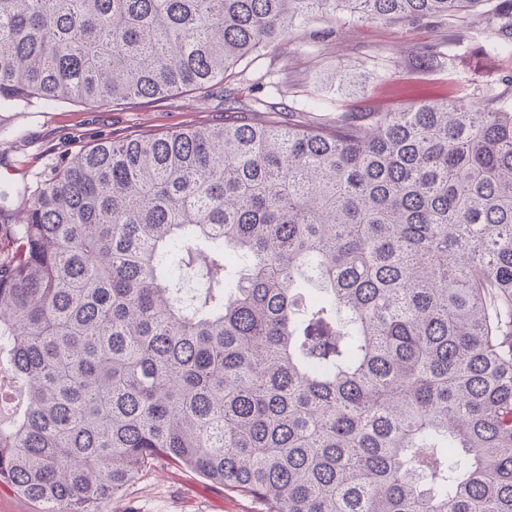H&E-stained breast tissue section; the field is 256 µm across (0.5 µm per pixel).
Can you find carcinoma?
Instances as JSON below:
<instances>
[{
	"instance_id": "cac0c4a2",
	"label": "carcinoma",
	"mask_w": 512,
	"mask_h": 512,
	"mask_svg": "<svg viewBox=\"0 0 512 512\" xmlns=\"http://www.w3.org/2000/svg\"><path fill=\"white\" fill-rule=\"evenodd\" d=\"M512 0H0V112L206 92L314 20ZM97 142L0 248V483L170 460L265 512H512V91Z\"/></svg>"
}]
</instances>
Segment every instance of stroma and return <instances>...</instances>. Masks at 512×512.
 <instances>
[{
	"label": "stroma",
	"instance_id": "1",
	"mask_svg": "<svg viewBox=\"0 0 512 512\" xmlns=\"http://www.w3.org/2000/svg\"><path fill=\"white\" fill-rule=\"evenodd\" d=\"M447 22L376 23L339 16L336 30L313 42L297 31L233 69L202 97L175 92L132 98L118 106L59 103L0 112V229L22 223L37 182L86 146L142 133L215 125L228 104L252 121L270 112L287 120L302 99L321 102L326 117L342 112L396 111L411 93L431 99L470 97L475 89L502 91L512 56L487 55L490 38L473 12L460 41ZM251 497L207 481L177 464L146 467L105 512H263Z\"/></svg>",
	"mask_w": 512,
	"mask_h": 512
}]
</instances>
